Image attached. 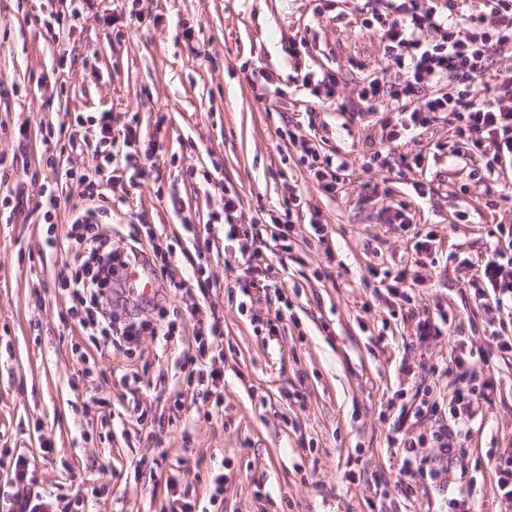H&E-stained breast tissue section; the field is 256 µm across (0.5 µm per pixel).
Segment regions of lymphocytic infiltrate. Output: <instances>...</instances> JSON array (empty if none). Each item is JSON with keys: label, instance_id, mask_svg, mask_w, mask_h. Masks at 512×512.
<instances>
[{"label": "lymphocytic infiltrate", "instance_id": "1", "mask_svg": "<svg viewBox=\"0 0 512 512\" xmlns=\"http://www.w3.org/2000/svg\"><path fill=\"white\" fill-rule=\"evenodd\" d=\"M360 27L375 35L384 49L387 64L365 73L354 87V95L341 97L343 74L335 68L297 72L295 82L314 103L350 113L352 119H380L382 134L372 142L370 160L388 164L395 148L444 123L453 140L468 153L484 158L494 168L502 157L512 156V57H500V49L512 44V0H366L359 10ZM98 129L95 155L100 168L112 166V147L123 144L131 152L126 161L134 173H142L151 153L134 150L141 129L130 122L114 129L112 115L92 116ZM307 169L323 194L342 188L339 167L321 157L314 140L301 142ZM65 184H78L89 207L73 210L65 240L48 237L49 247H62L74 270L64 281L72 299L70 315L87 335L103 341L137 342L143 334L168 340L179 328L177 318L159 309L156 320H148L113 308L112 281L127 279L128 271L159 264L168 271L173 244H161L156 231H148L147 245L126 249L112 246V227L104 219L111 212L112 187L101 179L65 169ZM238 206L235 193L224 195V236L236 241L241 259L250 273L240 280L242 294L257 287V274H270L259 247L260 234L234 221ZM470 286L485 313L500 319L512 307V258L496 253ZM446 375L460 380L448 394V422L431 437H391L402 447L400 473L407 480L436 478V460L453 464L467 454L463 435L483 403L494 391L492 381H478L470 355L451 357ZM435 440L436 457L421 455L426 440ZM14 491L8 512H43L45 504L33 489L30 465L19 456L10 460Z\"/></svg>", "mask_w": 512, "mask_h": 512}]
</instances>
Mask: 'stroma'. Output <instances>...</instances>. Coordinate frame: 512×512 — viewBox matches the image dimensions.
Returning <instances> with one entry per match:
<instances>
[{
  "mask_svg": "<svg viewBox=\"0 0 512 512\" xmlns=\"http://www.w3.org/2000/svg\"><path fill=\"white\" fill-rule=\"evenodd\" d=\"M312 0H94L71 30L48 28L49 0H0V154L28 181L29 202L0 206V457L24 456L48 512H446L468 491L474 512H512L497 491L496 459L512 454V324L491 334L465 260L512 254V200L489 205L487 180L512 191V159L487 171L448 160L446 125L416 136L406 153L421 170L366 166L362 152L379 126L303 102L296 69L331 66L353 85L360 68L385 65L377 37L313 14ZM150 17L142 31L135 13ZM311 28L322 51L288 62L289 34ZM66 57H58V48ZM98 112L114 127L141 123L138 152L152 166L114 188L115 246L154 227L178 239L174 280L202 266L204 290L165 291L185 314L168 343L142 336L116 349L70 317L63 282L72 268L46 244L63 237L79 194L54 229L40 222L41 188L57 167H94L95 129L84 147L50 165L46 125ZM315 136L345 163V183L324 195L289 132ZM217 170L220 184L200 173ZM380 183L405 201L408 228L385 223L384 201L365 200ZM326 229L324 241L298 224L286 247L268 249L269 287L243 299L236 242L211 216L225 191L240 200L238 221L280 211L289 186ZM182 208L174 210L171 195ZM431 234L430 252L415 251ZM406 270L408 300L389 295L375 273ZM448 311L439 337L426 318ZM224 328L221 400L187 384L183 363L213 321ZM483 350L497 386L469 429V454L438 481L405 493L401 457L388 445L395 422L430 432L448 415L415 422L422 397L438 399L433 366L455 345ZM134 383H119L121 374ZM223 492L215 494L214 480Z\"/></svg>",
  "mask_w": 512,
  "mask_h": 512,
  "instance_id": "stroma-1",
  "label": "stroma"
}]
</instances>
